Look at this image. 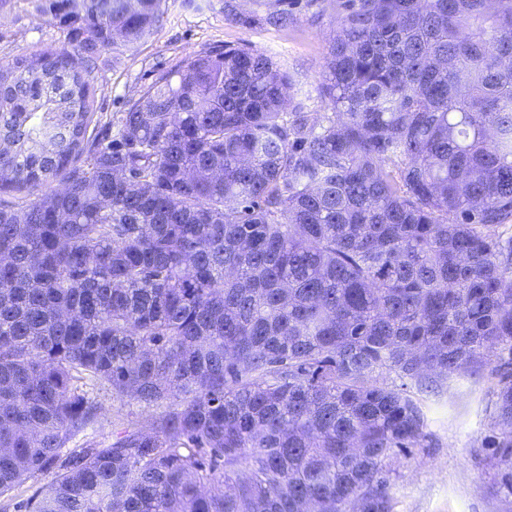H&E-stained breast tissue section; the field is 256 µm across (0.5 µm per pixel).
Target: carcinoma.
<instances>
[{
  "label": "carcinoma",
  "instance_id": "obj_1",
  "mask_svg": "<svg viewBox=\"0 0 512 512\" xmlns=\"http://www.w3.org/2000/svg\"><path fill=\"white\" fill-rule=\"evenodd\" d=\"M162 4L43 0L67 43L0 63V497L392 512L416 394L484 371L512 496V0H326L321 120L229 46L94 119ZM84 379L156 415L71 448ZM52 479L49 472L36 474L8 497L0 498V512H32L36 496Z\"/></svg>",
  "mask_w": 512,
  "mask_h": 512
}]
</instances>
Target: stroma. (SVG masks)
<instances>
[{"instance_id":"35a3bbf8","label":"stroma","mask_w":512,"mask_h":512,"mask_svg":"<svg viewBox=\"0 0 512 512\" xmlns=\"http://www.w3.org/2000/svg\"><path fill=\"white\" fill-rule=\"evenodd\" d=\"M287 9L286 26L269 25V12ZM332 27L317 0H166V13L154 34L138 47L115 53L103 50L95 61L99 114L123 111L162 72L224 46L251 48L271 56L293 79L291 94L304 99L309 112H329L320 93ZM65 35L49 17L38 16L32 0H10L0 9V59L37 47L62 45ZM489 375L450 381L442 400L426 398L430 448L414 449L397 467L394 512H512L498 493L493 470L481 447L493 415ZM85 392L103 407L87 436L112 440L114 423H143L152 410L131 399L118 400L88 384Z\"/></svg>"}]
</instances>
